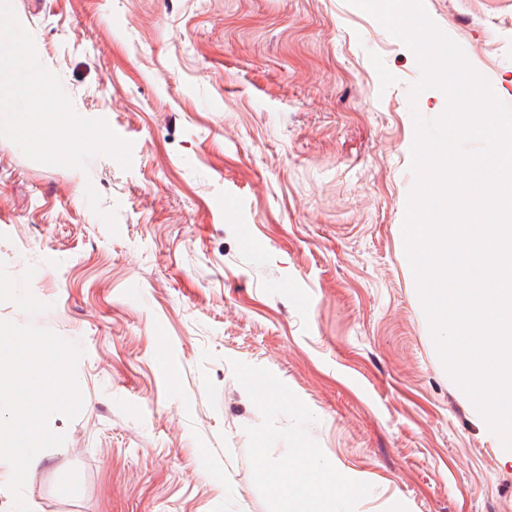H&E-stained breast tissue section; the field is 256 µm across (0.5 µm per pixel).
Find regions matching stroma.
<instances>
[{"label":"stroma","instance_id":"obj_1","mask_svg":"<svg viewBox=\"0 0 512 512\" xmlns=\"http://www.w3.org/2000/svg\"><path fill=\"white\" fill-rule=\"evenodd\" d=\"M132 163L0 137V321L78 342L33 512H268L232 361L312 411L354 512H512V463L437 355L400 226L416 58L350 0H10ZM512 106V0H424ZM31 307L21 311L17 294Z\"/></svg>","mask_w":512,"mask_h":512}]
</instances>
